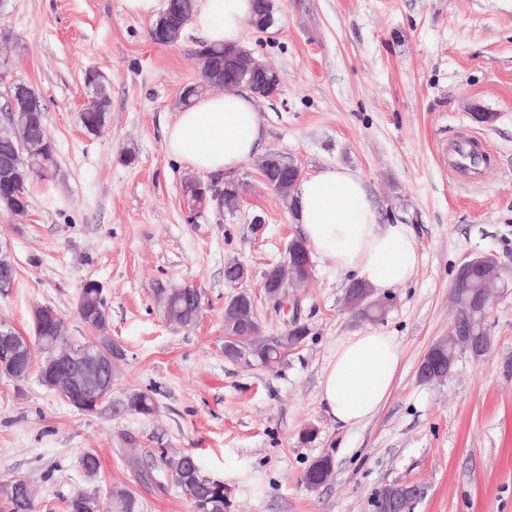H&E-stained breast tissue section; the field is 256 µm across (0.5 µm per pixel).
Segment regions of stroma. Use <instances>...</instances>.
I'll return each mask as SVG.
<instances>
[{"instance_id": "35a3bbf8", "label": "stroma", "mask_w": 512, "mask_h": 512, "mask_svg": "<svg viewBox=\"0 0 512 512\" xmlns=\"http://www.w3.org/2000/svg\"><path fill=\"white\" fill-rule=\"evenodd\" d=\"M280 22L246 28L243 45L278 70L277 93L255 101L262 140L229 179L234 208H194L195 174L169 157L164 130L183 87L199 77L200 35L153 43L151 19L125 14L121 0H7L0 27L17 39L0 48L9 80L41 96L57 170L33 181L26 216L0 212V249L17 268L0 293V321L32 333L35 306L49 305L70 335L89 332L76 312L80 286H103L113 339L125 357L112 370V395L94 413L65 404L36 376H0V483L33 482L36 512H65L83 490L108 501L136 495L140 512H193L175 486L138 485L126 467L136 455L165 477V458L185 453L224 483L226 512H372L385 484L428 487L413 512H512V285L494 307L487 360L459 357L447 382L417 378L426 351L453 321L450 287L470 255L495 254L512 267V0H275ZM99 73L111 99L100 134L80 113L86 72ZM491 113L480 122L476 113ZM481 137L492 163L477 179L453 177L448 148ZM134 159H126V150ZM278 152L311 175L326 165L354 169L385 224L415 233L419 265L394 288L379 321L401 356L394 390L368 422L346 427L321 401L319 381L336 340L363 330L344 307L350 274L314 256L298 292L306 341L274 369L224 358V303L234 289L224 265L245 262L266 333L285 327L262 288L301 232L294 215L260 179L257 162ZM227 177L204 176L213 189ZM263 224H255L254 215ZM198 288L196 326L168 323L157 289ZM143 391L153 415L130 412ZM101 469L84 476L80 455ZM334 461L325 485L301 477L322 454Z\"/></svg>"}]
</instances>
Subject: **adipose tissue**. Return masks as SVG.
<instances>
[{
    "label": "adipose tissue",
    "instance_id": "1",
    "mask_svg": "<svg viewBox=\"0 0 512 512\" xmlns=\"http://www.w3.org/2000/svg\"><path fill=\"white\" fill-rule=\"evenodd\" d=\"M252 15L251 0H197L191 25L211 44L239 47ZM261 128L249 95L224 93L199 98L181 109L164 132V148L193 171L236 170L254 154ZM296 220L308 249L328 256L337 270L354 274L375 294L409 282L419 255L405 224H383L362 177L327 165L302 180ZM400 367L394 336L367 329L337 340L320 380L321 400L337 422L359 425L390 397Z\"/></svg>",
    "mask_w": 512,
    "mask_h": 512
}]
</instances>
